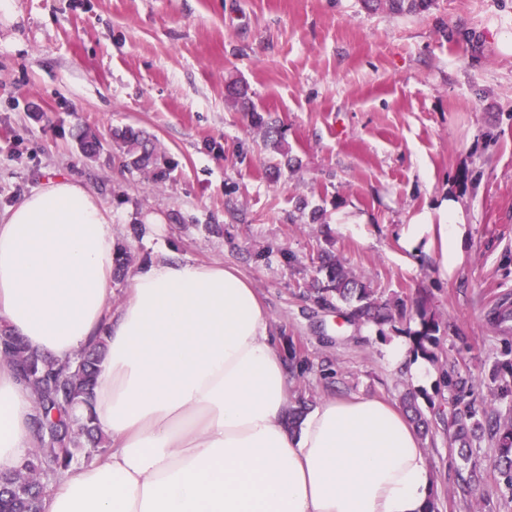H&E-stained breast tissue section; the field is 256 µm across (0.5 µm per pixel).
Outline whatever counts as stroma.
I'll use <instances>...</instances> for the list:
<instances>
[{
  "instance_id": "obj_1",
  "label": "stroma",
  "mask_w": 512,
  "mask_h": 512,
  "mask_svg": "<svg viewBox=\"0 0 512 512\" xmlns=\"http://www.w3.org/2000/svg\"><path fill=\"white\" fill-rule=\"evenodd\" d=\"M512 0H437L420 17L369 14L360 0H0V213L56 176L79 180L112 211L132 267L171 255L224 262L269 314L291 394L399 402L416 393L432 422L423 440L440 512H512V491L473 442L483 474L455 494L448 418L494 399L489 373L512 346L490 312L512 308ZM246 82L284 133L293 169L274 173L250 114L225 97ZM144 131L169 160L165 179L128 170L115 128ZM95 131L97 156L77 135ZM457 194L466 239L448 272L414 261L400 228ZM319 220H311L312 212ZM158 226L145 224L146 215ZM363 275L403 318L378 331L344 305L316 302L320 251ZM440 322L432 374L413 380L390 345L416 330L418 299ZM475 383L454 396L447 361Z\"/></svg>"
}]
</instances>
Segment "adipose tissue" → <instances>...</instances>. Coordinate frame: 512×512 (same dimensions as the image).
<instances>
[{"label":"adipose tissue","instance_id":"obj_1","mask_svg":"<svg viewBox=\"0 0 512 512\" xmlns=\"http://www.w3.org/2000/svg\"><path fill=\"white\" fill-rule=\"evenodd\" d=\"M454 195L403 227L407 252L460 254ZM112 212L48 179L0 214V324L58 361L96 335L101 460L49 485L43 512H427L426 448L395 405L332 399L288 426V374L252 284L222 262L163 257L112 304ZM34 398L0 359V472L32 452Z\"/></svg>","mask_w":512,"mask_h":512}]
</instances>
